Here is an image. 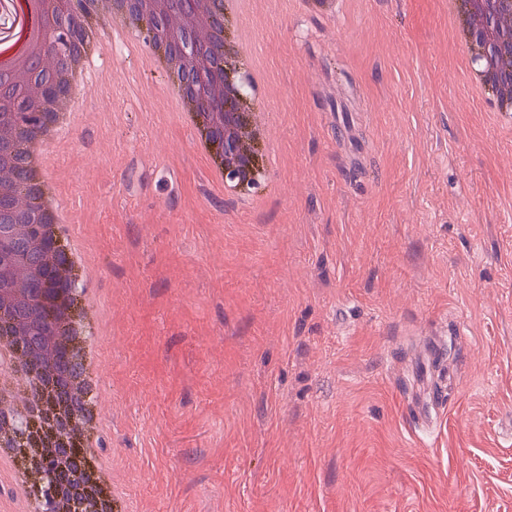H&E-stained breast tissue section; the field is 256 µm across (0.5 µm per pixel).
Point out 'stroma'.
Returning <instances> with one entry per match:
<instances>
[{
	"label": "stroma",
	"mask_w": 512,
	"mask_h": 512,
	"mask_svg": "<svg viewBox=\"0 0 512 512\" xmlns=\"http://www.w3.org/2000/svg\"><path fill=\"white\" fill-rule=\"evenodd\" d=\"M273 176L225 198L158 58L86 32L47 149L98 270L124 512H512V131L444 0H252Z\"/></svg>",
	"instance_id": "obj_1"
}]
</instances>
